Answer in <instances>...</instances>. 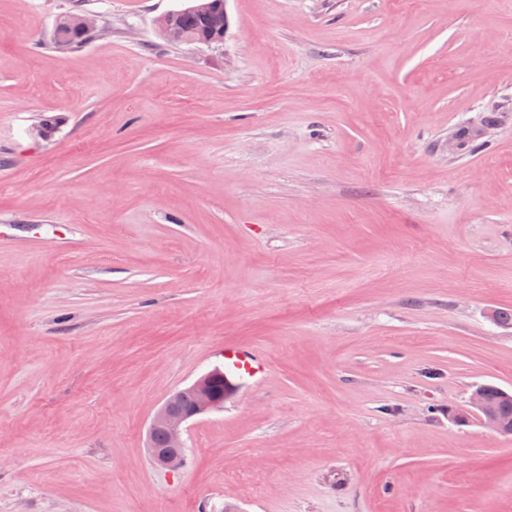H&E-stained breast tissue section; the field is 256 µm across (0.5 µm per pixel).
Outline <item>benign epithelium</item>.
I'll list each match as a JSON object with an SVG mask.
<instances>
[{
    "label": "benign epithelium",
    "instance_id": "1",
    "mask_svg": "<svg viewBox=\"0 0 512 512\" xmlns=\"http://www.w3.org/2000/svg\"><path fill=\"white\" fill-rule=\"evenodd\" d=\"M202 14L208 31L206 43L223 40L228 26L226 12L216 10L210 5L203 9ZM158 25L168 40L184 41L176 21V12L164 14L159 18ZM235 389L236 384L222 370L214 369L193 384L170 394L151 420L149 437L161 432L167 442V450L162 452L154 448V443H149L148 451L153 461L170 470L179 468L183 463V432L186 424L197 416L223 408L224 402ZM470 405L488 428L503 435L512 434V426L506 422L501 411L486 400L483 387L475 389Z\"/></svg>",
    "mask_w": 512,
    "mask_h": 512
}]
</instances>
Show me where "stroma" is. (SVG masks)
Here are the masks:
<instances>
[{
	"label": "stroma",
	"instance_id": "stroma-1",
	"mask_svg": "<svg viewBox=\"0 0 512 512\" xmlns=\"http://www.w3.org/2000/svg\"><path fill=\"white\" fill-rule=\"evenodd\" d=\"M192 3L0 0V512H512V0ZM203 3H198L189 6L182 10L179 17V26L185 34L189 42L201 43L200 40L204 39L205 33L202 26L201 15L198 12V6ZM179 11L168 12L158 20V25L163 35L170 41L182 42L185 41L180 28L176 21V14ZM204 44V43H201ZM202 14L205 19L208 31V37L205 42L212 44L223 40L224 33L226 32L228 26L225 10H216L212 5H210L203 9ZM76 24L84 31L93 32L94 34L98 31L96 20L88 16L76 18ZM84 31L70 25L60 33L52 35V44L59 49L78 50L86 46L93 39V34ZM236 384L232 383L220 369H214L201 376L193 384L170 394L164 401L150 424L149 454L160 467L175 470L183 463L185 442L183 432L193 418L223 408L224 402L232 395ZM188 397L190 398L188 400ZM167 450L158 451L157 448ZM484 388L488 401L500 410L488 403L482 386L477 387L473 392L470 401L471 408L488 428L503 435H511L512 427L503 416L504 414L512 420V398L510 394L495 386H484ZM505 393L508 394V397L505 396Z\"/></svg>",
	"mask_w": 512,
	"mask_h": 512
}]
</instances>
